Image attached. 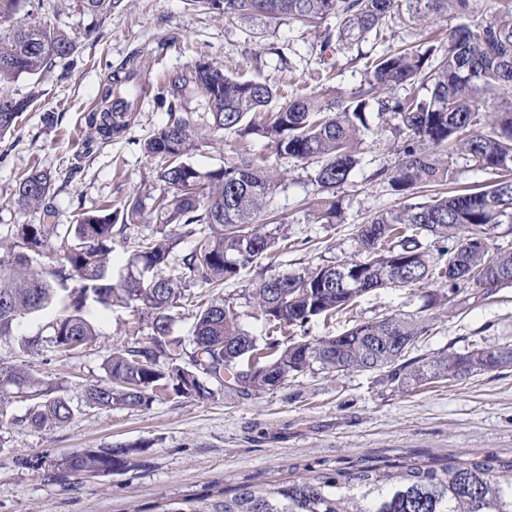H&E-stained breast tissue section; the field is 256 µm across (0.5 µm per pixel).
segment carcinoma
Here are the masks:
<instances>
[{
    "label": "carcinoma",
    "instance_id": "1",
    "mask_svg": "<svg viewBox=\"0 0 512 512\" xmlns=\"http://www.w3.org/2000/svg\"><path fill=\"white\" fill-rule=\"evenodd\" d=\"M90 14L108 15L123 0H79ZM194 8L241 18H285L317 34L325 81L336 67L327 54L364 61V83L352 92L288 94L274 86L229 76L205 60L168 75V95L157 98L168 120L144 142L157 161V195L128 198L121 209L105 205L79 215L75 224L56 223L43 209L39 224H22L0 253V340L15 339L22 353L47 350L71 355L101 335L88 318L90 304L133 307L146 315L148 333L106 356V380L88 386L84 403L112 408L147 407L160 393L208 399L207 385L249 399L270 382L307 371L372 372L408 392L431 381H454L512 367V348L443 350L409 357L429 332L437 310L452 307L462 284L492 292L512 286V251L491 246L495 230L512 224V6L481 0L485 19L471 18L475 0H190ZM336 19V24L329 23ZM449 21L444 33L410 46L389 45L371 56L362 43L399 21L421 27ZM76 43L51 24H16L0 33V136L15 125L34 99H16L5 84L35 76ZM136 73H113L86 122L104 141L123 134L134 120L139 91ZM198 93L204 111L184 106V94ZM393 138L396 160L376 168L370 180L387 186L399 204L359 225L358 249L338 265L274 271L253 284L249 300L265 324L283 333L314 318H331L379 288H426L415 315H390L359 322L336 336L313 341L274 339L259 344L240 322L234 306L216 297L196 305L191 289L211 288L277 249L288 237L266 216L285 188L287 173L277 160L294 159L310 169L316 196L302 204L307 224L345 219L341 188L362 164V134L371 114ZM235 136L239 149L209 170L191 158L203 145ZM266 142L272 155L250 143ZM491 173V182L418 201L417 188L456 182L457 167ZM52 190L47 172L19 180L10 203L38 208ZM154 223L161 238L138 245L135 269L111 282L115 233L129 224ZM189 249L174 254L178 233ZM56 261L37 265L40 258ZM442 282L450 293L430 286ZM60 313L46 332L16 335L23 319L52 306ZM195 310L190 335H173V325ZM21 392L30 405L13 419L30 429L69 423L81 404L63 385L27 364L0 358V397ZM132 448H82L50 462L53 478L118 473L131 466ZM154 512H512V458L456 461L402 459L381 466L319 472L308 478L207 487L166 499Z\"/></svg>",
    "mask_w": 512,
    "mask_h": 512
}]
</instances>
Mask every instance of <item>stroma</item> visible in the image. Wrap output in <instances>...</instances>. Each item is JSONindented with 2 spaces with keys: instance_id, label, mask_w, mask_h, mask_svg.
<instances>
[{
  "instance_id": "35a3bbf8",
  "label": "stroma",
  "mask_w": 512,
  "mask_h": 512,
  "mask_svg": "<svg viewBox=\"0 0 512 512\" xmlns=\"http://www.w3.org/2000/svg\"><path fill=\"white\" fill-rule=\"evenodd\" d=\"M73 3L21 0L14 16L64 30L76 41L78 57L57 60L50 70L8 86L14 97L34 103L0 137V251L9 246L15 225L42 219V210L21 212L8 205L18 177L28 171L51 173L48 203L61 224L106 204L120 207L131 195L157 193L155 162L141 146L168 118L156 103L166 93L167 74L205 59L274 85L291 78L320 88L314 36L288 20L227 19L197 10L189 0H125L122 10L107 16L80 12ZM286 59L292 70L283 69ZM123 66L137 74L139 113L125 134L103 145L84 117L98 103L106 75ZM370 124L363 165L343 188L349 203L344 223H301L298 204L314 187L299 163L282 161L288 185L273 207L285 219L290 248L273 252L269 266L294 271L346 260L357 247L358 225L396 205V197L370 179L374 169L394 159L386 138L375 132L379 119ZM263 268L254 265L222 290L258 336L263 320L248 292ZM422 293L417 286L375 290L353 313L313 319L294 337L313 340L383 315L417 313ZM88 314L102 332L91 348L29 358L35 370L62 383L75 399L104 380L103 361L112 348L133 341L135 330L145 325L129 308L94 305ZM474 344L512 347V287L487 294L461 286L453 308L440 311L410 355ZM28 406L26 399L11 398L8 418L0 422V512H147L162 498L215 483L299 479L401 457L512 456L510 367L407 393L378 383L370 372L311 371L250 399L218 389L206 400L162 396L141 409L86 407L70 424L41 431L15 425ZM129 445L144 448L136 470L70 485L51 478L48 464L60 454ZM22 456L39 459L42 468L17 466Z\"/></svg>"
}]
</instances>
